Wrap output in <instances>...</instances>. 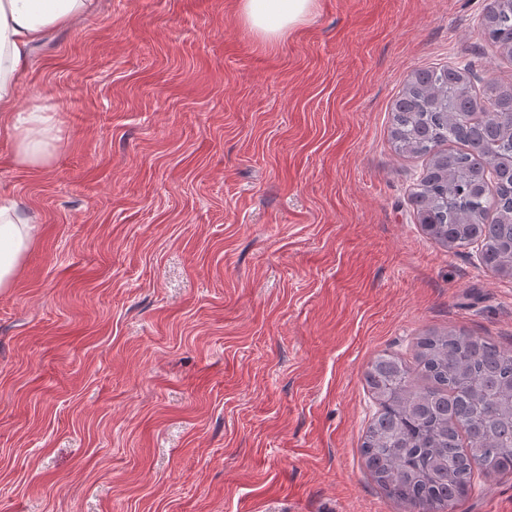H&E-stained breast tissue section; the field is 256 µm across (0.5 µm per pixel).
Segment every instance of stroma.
Returning <instances> with one entry per match:
<instances>
[{
    "mask_svg": "<svg viewBox=\"0 0 512 512\" xmlns=\"http://www.w3.org/2000/svg\"><path fill=\"white\" fill-rule=\"evenodd\" d=\"M490 0H315L274 43L239 0H98L29 54L59 129L0 192L40 232L0 292V512H413L361 453L375 356L512 349V278L435 244L397 153L410 74L512 84ZM453 512H512V473Z\"/></svg>",
    "mask_w": 512,
    "mask_h": 512,
    "instance_id": "1",
    "label": "stroma"
}]
</instances>
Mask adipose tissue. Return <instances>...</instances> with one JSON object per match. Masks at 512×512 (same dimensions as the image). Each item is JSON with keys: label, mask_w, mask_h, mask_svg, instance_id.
I'll use <instances>...</instances> for the list:
<instances>
[{"label": "adipose tissue", "mask_w": 512, "mask_h": 512, "mask_svg": "<svg viewBox=\"0 0 512 512\" xmlns=\"http://www.w3.org/2000/svg\"><path fill=\"white\" fill-rule=\"evenodd\" d=\"M96 0H0V130L12 139L20 164H43L50 129L41 108L19 110L17 93L29 48L54 27L93 10ZM313 0H239L244 24L266 38L283 36L311 12ZM38 224L20 202L0 198V290L12 287Z\"/></svg>", "instance_id": "adipose-tissue-1"}]
</instances>
